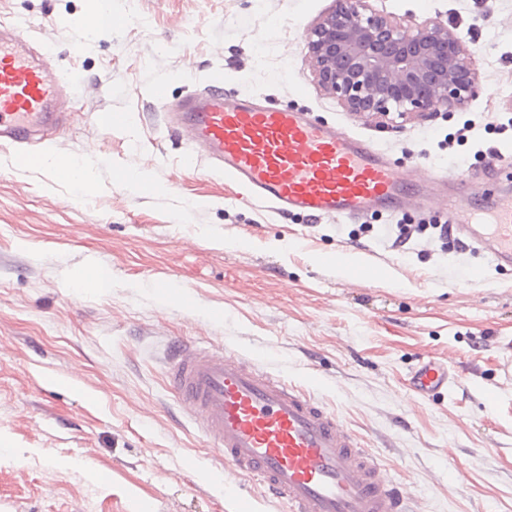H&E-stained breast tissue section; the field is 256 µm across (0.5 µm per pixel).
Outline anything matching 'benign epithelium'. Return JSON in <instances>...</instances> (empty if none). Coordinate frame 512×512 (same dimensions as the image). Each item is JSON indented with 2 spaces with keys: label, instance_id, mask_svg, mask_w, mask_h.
I'll list each match as a JSON object with an SVG mask.
<instances>
[{
  "label": "benign epithelium",
  "instance_id": "7a95c632",
  "mask_svg": "<svg viewBox=\"0 0 512 512\" xmlns=\"http://www.w3.org/2000/svg\"><path fill=\"white\" fill-rule=\"evenodd\" d=\"M305 45L320 86L366 117L449 112L478 93L461 34L437 20L403 26L368 0H336Z\"/></svg>",
  "mask_w": 512,
  "mask_h": 512
}]
</instances>
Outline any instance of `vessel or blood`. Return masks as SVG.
<instances>
[{"label": "vessel or blood", "instance_id": "obj_1", "mask_svg": "<svg viewBox=\"0 0 512 512\" xmlns=\"http://www.w3.org/2000/svg\"><path fill=\"white\" fill-rule=\"evenodd\" d=\"M69 81L51 72L22 24H0V144L44 146L70 120ZM153 97L171 130L201 159L223 170L242 197L310 222L426 207L438 196L447 222L498 265H512V194L486 197L482 211L450 183L404 177L368 141L308 113L276 109L220 89L190 93L169 105ZM168 387L232 472L255 479L266 501L287 512H415L410 493L320 400L259 369L241 353L177 339L167 347ZM447 363L420 358L411 383L425 399L444 395Z\"/></svg>", "mask_w": 512, "mask_h": 512}]
</instances>
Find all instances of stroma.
Instances as JSON below:
<instances>
[{
  "label": "stroma",
  "mask_w": 512,
  "mask_h": 512,
  "mask_svg": "<svg viewBox=\"0 0 512 512\" xmlns=\"http://www.w3.org/2000/svg\"><path fill=\"white\" fill-rule=\"evenodd\" d=\"M335 0H113L114 22L76 46L90 0H0V19L29 22L54 75L73 79L76 117L49 154L89 163L90 193L0 147V512H284L256 481L226 472L164 382L174 337L219 344L309 389L410 491L416 512H512V269L430 236L389 246L431 211L318 223L238 202L223 174L190 160L152 89L170 100L220 85L365 137L413 176L424 166L494 179L512 169V0H369L404 24L437 20L464 36L478 93L429 118L368 119L319 85L308 29ZM468 143L427 161L465 120ZM160 158L155 190L116 173ZM356 255L346 272L326 264ZM103 293L76 287L90 265ZM169 278L167 288L158 278ZM447 362L444 397L410 388L420 357ZM201 459L193 473L183 456ZM76 284L82 288H93L95 291L103 292L111 288L112 278L103 268L92 267L77 279Z\"/></svg>",
  "instance_id": "1"
}]
</instances>
